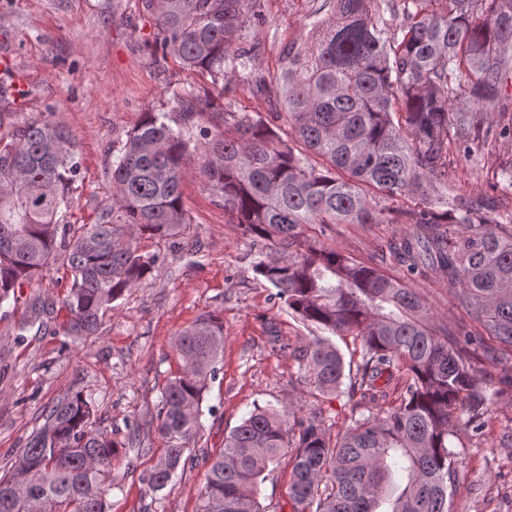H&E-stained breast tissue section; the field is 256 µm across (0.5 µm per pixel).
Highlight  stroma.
I'll list each match as a JSON object with an SVG mask.
<instances>
[{
	"label": "stroma",
	"mask_w": 512,
	"mask_h": 512,
	"mask_svg": "<svg viewBox=\"0 0 512 512\" xmlns=\"http://www.w3.org/2000/svg\"><path fill=\"white\" fill-rule=\"evenodd\" d=\"M322 2L260 0L264 21L249 26L247 40L258 50L261 73H275L282 47L306 38ZM155 31L153 18L139 10L137 0H0V54L12 56L27 90L23 100L4 109L13 122L49 117L74 136L81 178L71 194L72 223H89L98 209L111 205L109 172L120 143L143 113L162 109L170 97L167 82L194 85L218 108L270 116L271 106L252 94L245 76L235 77L221 93L209 79L187 75L174 58L156 61ZM506 151L505 145L489 143L467 157L449 148L452 191L463 196L493 192ZM183 203L189 217L184 236L145 240V248L160 252L163 263L113 303L96 336L70 342L57 334L66 318L58 306L47 318L48 332L16 343L15 329L32 298L64 296L71 278L59 262L0 308V472L44 425L48 408L76 391L95 399L97 425L113 439L123 440L127 421L140 426V447L128 450L112 468V512H194L206 458L223 448L225 436L254 404L322 413L333 434L347 424L348 396L313 390L290 354L317 336V328L302 323L276 288L251 269L266 243L243 236L211 196L198 164L187 170ZM408 230L405 224L304 228L324 247L361 259ZM410 286L437 323L476 325L474 313L454 306L443 273L417 276ZM207 314L224 323V353L205 394L198 460L158 499L141 475L165 446L157 430L159 397L183 365L174 346L178 333ZM489 428L486 441L464 433L452 441L457 477L451 512H512V440L505 437L512 430V400L497 405ZM291 468L286 460L267 472L259 493L263 512H294Z\"/></svg>",
	"instance_id": "stroma-1"
}]
</instances>
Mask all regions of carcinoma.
Returning a JSON list of instances; mask_svg holds the SVG:
<instances>
[{
    "label": "carcinoma",
    "mask_w": 512,
    "mask_h": 512,
    "mask_svg": "<svg viewBox=\"0 0 512 512\" xmlns=\"http://www.w3.org/2000/svg\"><path fill=\"white\" fill-rule=\"evenodd\" d=\"M257 0H142L155 17V48L218 87L249 72L252 92L288 126L282 137L249 112H215L194 89H171V107L145 112L112 163V205L91 224L63 207L80 177L76 142L50 119L17 125L0 112V306L61 260L71 283L62 334L96 335L112 303L163 261L139 236L170 239L188 220L182 186L195 151L211 194L243 235L268 242L254 273L277 289L304 323L351 336L360 361L350 422L327 435L316 412L254 406L205 459L196 512H262L264 473L293 459L295 512H450L451 438L487 430L512 374L492 386L481 358L512 363V158L496 195L448 188V145L469 155L512 143V0H325L332 15L305 42L288 43L275 75L255 73L245 31ZM214 112L215 121L199 116ZM224 131H218V124ZM406 200L407 205L396 202ZM413 231L387 248L410 273L438 268L453 299L481 329L433 321L422 297L373 261L320 248L306 224H399ZM54 300L37 297L16 328L22 341L47 329ZM184 365L163 388L158 431L166 448L141 476L153 494L195 464L204 394L224 349V324L202 316L182 330ZM305 377L340 391L344 358L325 337L298 349ZM405 378L400 401L383 377ZM92 398L76 392L53 405L45 425L0 475V512H110L107 479L139 441L127 425L119 444L94 428ZM403 484L392 481L393 470Z\"/></svg>",
    "instance_id": "carcinoma-1"
}]
</instances>
